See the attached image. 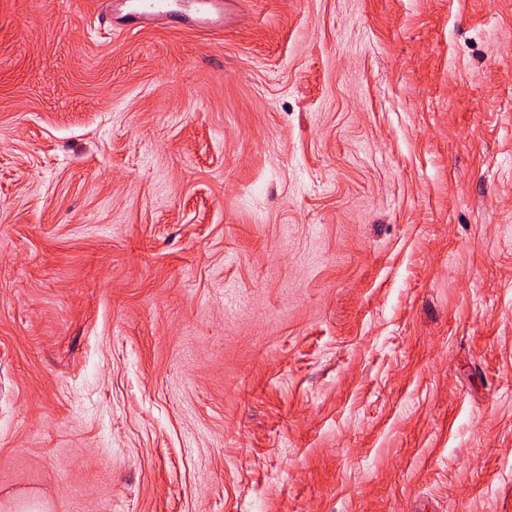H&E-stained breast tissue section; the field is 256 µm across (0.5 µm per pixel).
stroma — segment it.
<instances>
[{"label": "stroma", "mask_w": 512, "mask_h": 512, "mask_svg": "<svg viewBox=\"0 0 512 512\" xmlns=\"http://www.w3.org/2000/svg\"><path fill=\"white\" fill-rule=\"evenodd\" d=\"M0 0V512H512V0ZM126 11L113 13L112 9L103 24L107 23L110 32L118 30H136L146 24L164 21L168 24L174 21L187 22L200 30L210 31L224 27L226 18V5L233 1L197 0V7L188 19L185 15L174 9L171 0H129ZM118 15V17H115Z\"/></svg>", "instance_id": "35a3bbf8"}]
</instances>
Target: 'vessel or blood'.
Returning <instances> with one entry per match:
<instances>
[{
    "instance_id": "obj_1",
    "label": "vessel or blood",
    "mask_w": 512,
    "mask_h": 512,
    "mask_svg": "<svg viewBox=\"0 0 512 512\" xmlns=\"http://www.w3.org/2000/svg\"><path fill=\"white\" fill-rule=\"evenodd\" d=\"M226 12L223 0H197V7L189 17H182L171 0H130L127 10L108 15L106 23L110 30H136L144 25L164 21L171 23L188 20L190 26L210 31L223 27Z\"/></svg>"
}]
</instances>
